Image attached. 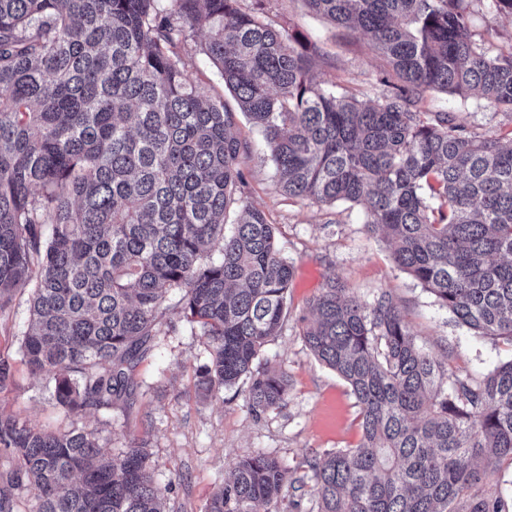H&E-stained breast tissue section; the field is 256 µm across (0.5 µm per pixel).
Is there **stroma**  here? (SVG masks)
I'll return each mask as SVG.
<instances>
[{
	"label": "stroma",
	"instance_id": "35a3bbf8",
	"mask_svg": "<svg viewBox=\"0 0 512 512\" xmlns=\"http://www.w3.org/2000/svg\"><path fill=\"white\" fill-rule=\"evenodd\" d=\"M272 26L317 43L325 58L316 74L367 102L380 91L384 60L362 37L345 38L304 0H267ZM474 40L492 51L512 48V17L471 5ZM204 33L187 46L189 70L206 82L230 110L238 105L211 61L201 52ZM427 112H449L479 133L512 129V116L473 97L427 92ZM235 133L250 145L244 160L246 200L263 210L275 227L281 254L294 267L288 293L290 314L281 333L259 356L261 366L282 371L288 399L280 409L253 415L246 403L249 379L218 395L196 387L198 373L210 361L206 337L174 310L154 348L134 370L133 405L116 403L77 414L66 413L42 376L22 361L21 344L30 320V288L18 289L0 310V360L12 367L13 384L0 391V412L49 431L82 428L94 432L103 451L120 452L132 441H145L152 453L154 477L168 487L170 512H204L210 496L223 485L233 464L265 454L279 458L292 476L307 473L313 452L355 446L361 436L359 409L347 383L322 364L301 336V319L327 281L339 279L364 301L380 291L393 293L417 344L446 360L449 376L481 380L512 360V346L495 336H480L456 323L434 296L394 263L389 243L370 233L360 207L348 203L320 206L283 195L261 132L238 117Z\"/></svg>",
	"mask_w": 512,
	"mask_h": 512
}]
</instances>
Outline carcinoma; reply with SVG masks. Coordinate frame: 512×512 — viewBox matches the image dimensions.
Listing matches in <instances>:
<instances>
[{"label":"carcinoma","instance_id":"cac0c4a2","mask_svg":"<svg viewBox=\"0 0 512 512\" xmlns=\"http://www.w3.org/2000/svg\"><path fill=\"white\" fill-rule=\"evenodd\" d=\"M263 2L0 0V309L32 285L23 361L69 413L132 399L171 306L209 340L203 391L247 376L257 417L288 396L284 374L256 362L288 315L293 267L243 198L235 113L188 71L200 31L280 191L361 207L456 322L512 343V138L421 107L439 90L512 115V53L472 39L473 0H305L385 61L365 103L317 82L320 49L275 30ZM311 309L304 341L350 387L359 443L314 456L307 480L244 458L205 512H281L309 481L318 512H506L472 489L512 462V360L448 380L389 291L368 303L331 279ZM0 448L32 512H168L142 445L106 455L91 432L0 412Z\"/></svg>","mask_w":512,"mask_h":512}]
</instances>
